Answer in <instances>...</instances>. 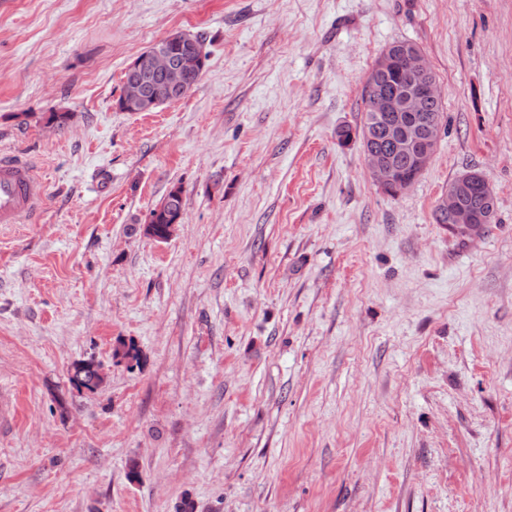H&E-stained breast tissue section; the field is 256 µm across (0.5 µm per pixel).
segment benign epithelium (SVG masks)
<instances>
[{"label": "benign epithelium", "mask_w": 512, "mask_h": 512, "mask_svg": "<svg viewBox=\"0 0 512 512\" xmlns=\"http://www.w3.org/2000/svg\"><path fill=\"white\" fill-rule=\"evenodd\" d=\"M186 40L184 32H173L142 52L128 66L129 77L124 81L122 94L123 108L153 111L163 97L174 98L188 93L186 77L197 67L200 57L187 50L179 54L173 52V47L184 46ZM407 61L413 71V79L397 94L384 92L377 85H372V111L393 154L405 152L412 145L417 146L416 165L423 172L430 163L432 150L438 145L440 126L420 121L405 126L397 120V113L422 111L428 100L440 97V91L437 83L425 79L430 66L421 50L411 51ZM364 157L380 189L401 195L414 184L412 180L399 179L390 161L382 154L367 151ZM472 187L493 193L483 174L465 173L444 189L439 203V207L448 214V226L469 236L479 234L482 229V225L475 223L474 217L459 204L463 192Z\"/></svg>", "instance_id": "benign-epithelium-1"}]
</instances>
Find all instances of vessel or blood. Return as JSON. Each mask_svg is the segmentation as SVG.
<instances>
[{
  "instance_id": "1",
  "label": "vessel or blood",
  "mask_w": 512,
  "mask_h": 512,
  "mask_svg": "<svg viewBox=\"0 0 512 512\" xmlns=\"http://www.w3.org/2000/svg\"><path fill=\"white\" fill-rule=\"evenodd\" d=\"M47 196V185L29 165L12 156H0V224H18Z\"/></svg>"
}]
</instances>
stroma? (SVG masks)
Wrapping results in <instances>:
<instances>
[{"label": "stroma", "instance_id": "obj_1", "mask_svg": "<svg viewBox=\"0 0 512 512\" xmlns=\"http://www.w3.org/2000/svg\"><path fill=\"white\" fill-rule=\"evenodd\" d=\"M177 30L198 84L120 111ZM403 40L445 119L392 197L336 131ZM0 151L48 185L0 224V512H512V0H0ZM466 170L498 221L464 239ZM455 178L449 183L453 182ZM478 186L487 194L494 193L492 186L482 173H465L460 175L454 183L449 184L448 188L444 189L439 203V207L448 216H445L436 206L434 211L435 223L448 224L452 229L469 236H475L481 232L482 225L475 224V219L477 223H480L479 218L486 217L491 213V222L486 224H495L497 216L496 197L495 195L488 197ZM470 188L472 189L469 192L462 195ZM461 195L463 207L470 211L473 217L461 208L459 204ZM182 206V188L179 186H173L163 201L151 210L150 215L153 217V219L151 216H149L148 222L144 226L145 235L154 238L152 235V225L155 224L154 236L157 238V241L167 240L169 238L167 235V224H169L168 230L171 236L174 232L175 226L180 224L182 213H179L172 218V224L169 220H167L166 214H168L173 209H182ZM103 379L97 364L93 361H82L73 365L69 380L79 391L82 389L94 391Z\"/></svg>", "mask_w": 512, "mask_h": 512}]
</instances>
